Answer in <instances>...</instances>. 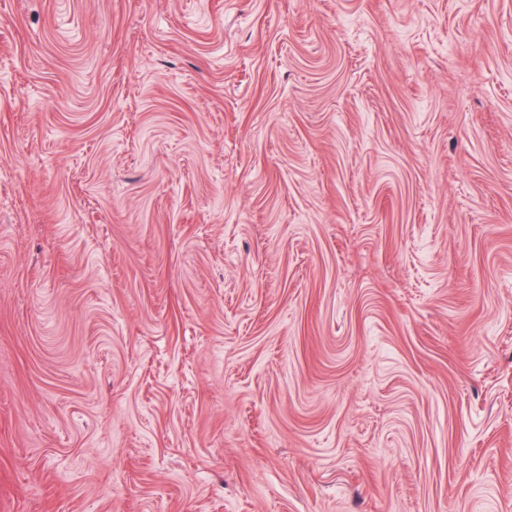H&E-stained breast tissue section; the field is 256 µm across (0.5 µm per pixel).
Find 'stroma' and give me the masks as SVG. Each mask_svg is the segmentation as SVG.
Masks as SVG:
<instances>
[{"instance_id": "obj_1", "label": "stroma", "mask_w": 512, "mask_h": 512, "mask_svg": "<svg viewBox=\"0 0 512 512\" xmlns=\"http://www.w3.org/2000/svg\"><path fill=\"white\" fill-rule=\"evenodd\" d=\"M0 512H512V0H0Z\"/></svg>"}]
</instances>
